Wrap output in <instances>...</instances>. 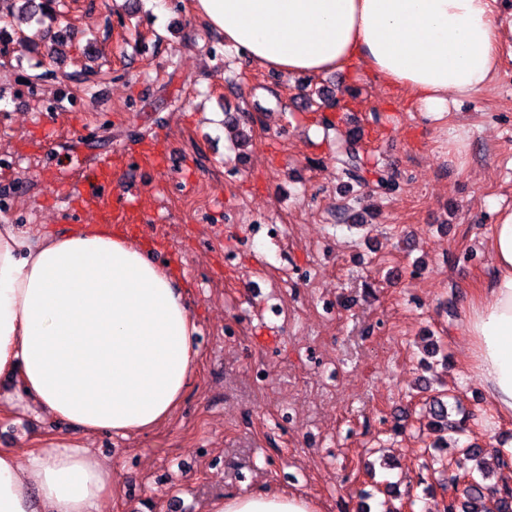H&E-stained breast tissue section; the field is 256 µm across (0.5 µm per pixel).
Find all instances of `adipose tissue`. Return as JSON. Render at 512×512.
Listing matches in <instances>:
<instances>
[{"mask_svg": "<svg viewBox=\"0 0 512 512\" xmlns=\"http://www.w3.org/2000/svg\"><path fill=\"white\" fill-rule=\"evenodd\" d=\"M194 10L255 67L315 78L360 66L442 120L450 96L494 79L506 34L493 0H194ZM493 270L471 297L466 354L496 416L512 420V209L488 239ZM197 324L172 276L131 238L45 234L0 224V406L33 407L87 433H147L191 384ZM117 472L56 441L17 460L0 450V512H103ZM210 512H317L307 496L258 492Z\"/></svg>", "mask_w": 512, "mask_h": 512, "instance_id": "ef3b65f1", "label": "adipose tissue"}]
</instances>
